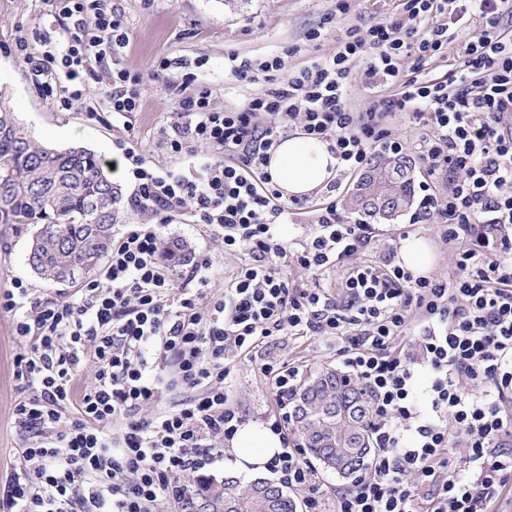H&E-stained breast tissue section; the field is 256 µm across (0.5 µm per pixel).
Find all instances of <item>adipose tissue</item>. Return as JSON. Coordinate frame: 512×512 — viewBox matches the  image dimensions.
<instances>
[{"instance_id": "1", "label": "adipose tissue", "mask_w": 512, "mask_h": 512, "mask_svg": "<svg viewBox=\"0 0 512 512\" xmlns=\"http://www.w3.org/2000/svg\"><path fill=\"white\" fill-rule=\"evenodd\" d=\"M268 171L285 196L303 197L327 186L337 173V160L324 141L296 132L272 150ZM232 446L241 469L260 472L277 453L280 442L262 424L250 423L238 430Z\"/></svg>"}]
</instances>
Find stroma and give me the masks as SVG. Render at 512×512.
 Instances as JSON below:
<instances>
[{
  "instance_id": "1",
  "label": "stroma",
  "mask_w": 512,
  "mask_h": 512,
  "mask_svg": "<svg viewBox=\"0 0 512 512\" xmlns=\"http://www.w3.org/2000/svg\"><path fill=\"white\" fill-rule=\"evenodd\" d=\"M110 5L129 34L127 68L144 70L165 58L174 62L167 80L145 82L142 108L126 123L113 118L104 94L102 79L112 67L108 61L95 65V78L83 95L65 102L45 96L43 85L50 81V72L31 69L16 45L25 43L33 55L43 56L66 43L73 22L49 0H0V92L11 111L36 143L56 149L87 147L106 167L120 158L116 147L120 140L147 163L175 164L162 137L182 97L205 87L214 110L234 108L263 85L236 81L229 72L233 61L253 63L279 55L286 68L303 66L334 54L347 27L388 19L398 0H348L343 15L336 11V0H111ZM315 29L320 30V38L309 40ZM33 231L30 225L0 224V290L19 280L38 299L74 298L77 284H55L32 272L27 254ZM376 231L378 244L360 252L358 261L383 263L385 247H401L404 236L416 235L431 248L432 274L444 276L453 268L452 252L437 225L414 224L404 215L395 223L377 225ZM162 233L166 239L183 242L192 257L210 256L209 289L223 291L241 254L226 253L220 239L187 220H176ZM30 349L29 343L16 338L12 314L0 312V477L26 445V436L12 417L16 399L24 395L14 376V362ZM284 361L314 372L335 366L336 357L308 337L283 335L238 358L234 401L245 422L264 423L279 416L280 407L262 367Z\"/></svg>"
}]
</instances>
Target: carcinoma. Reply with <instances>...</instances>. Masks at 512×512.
I'll return each instance as SVG.
<instances>
[{"mask_svg": "<svg viewBox=\"0 0 512 512\" xmlns=\"http://www.w3.org/2000/svg\"><path fill=\"white\" fill-rule=\"evenodd\" d=\"M392 170L398 171L390 186L392 209L379 210L350 196L348 206L363 220L393 221L414 205L410 158L380 159L365 177L381 179ZM120 203L118 184L106 175L94 152L83 146L56 150L35 143L0 102V224L36 227L28 264L38 277L66 284L91 274L112 245ZM301 389L335 407L362 404L360 447L348 457L342 475L351 477L363 470L372 452L371 399L364 387L323 368L308 376ZM291 429L308 445L309 456L328 467L320 436L296 419ZM254 487L253 482L244 485L234 476H224V497L238 499L240 512H296L295 501L282 488L274 487L275 497L267 498L256 494Z\"/></svg>", "mask_w": 512, "mask_h": 512, "instance_id": "1", "label": "carcinoma"}]
</instances>
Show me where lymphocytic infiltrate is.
Here are the masks:
<instances>
[{"label":"lymphocytic infiltrate","mask_w":512,"mask_h":512,"mask_svg":"<svg viewBox=\"0 0 512 512\" xmlns=\"http://www.w3.org/2000/svg\"><path fill=\"white\" fill-rule=\"evenodd\" d=\"M52 2L74 33L47 59L29 60L56 71L45 92L82 95L88 59L107 58L114 116L139 111L145 79L160 73L124 67L120 16L87 0ZM399 2L398 18L350 30L329 59L291 70L278 56L232 67L251 82L282 74L236 109L214 111L206 89L185 98L166 137L182 167L149 165L122 147L127 203L143 220L114 232L106 266L76 299H34L20 281L0 293V311L32 343L16 359L29 394L13 415L33 440L0 486L8 512H156L163 499L191 512L181 476L211 463L243 422L231 402L234 357L285 334L326 341L371 397L375 452L337 491L336 512H497L512 485V0ZM452 32L466 39L450 81L426 78L427 60ZM358 56L368 83L394 89L367 112L348 104V62ZM400 114L417 136L385 125ZM294 126L325 140L344 173L362 172L379 153L409 152L447 175L444 198L421 183L413 221L441 224L455 247L452 275L416 277L390 259L354 263L372 244V225L345 220L331 197L314 205L284 198L266 166ZM200 144L223 158L198 153ZM305 209L314 220L289 248L280 226ZM185 215L221 236L225 252L245 254L220 296L207 292L209 256L179 271L163 261L160 229ZM287 258L346 277L334 292L298 288L278 266ZM88 353L96 378L81 386L76 369ZM419 364L428 375L422 390ZM175 389L189 398L140 417L142 405ZM287 422L270 424L281 450L268 468L303 491L304 512H327L316 468ZM453 431L463 456L449 446Z\"/></svg>","instance_id":"f902f5d3"}]
</instances>
